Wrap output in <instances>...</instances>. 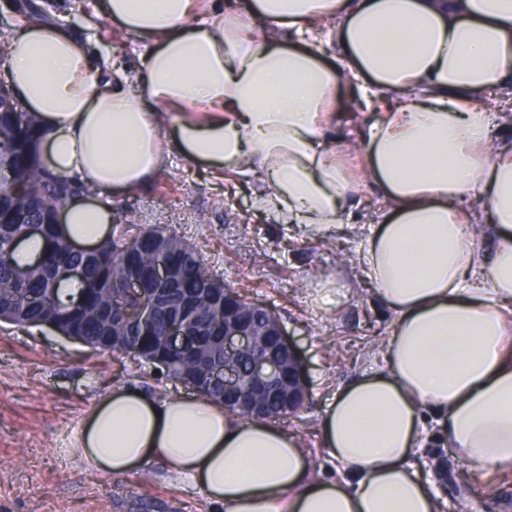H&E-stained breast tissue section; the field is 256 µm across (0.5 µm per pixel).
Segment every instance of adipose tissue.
Returning a JSON list of instances; mask_svg holds the SVG:
<instances>
[{
  "instance_id": "adipose-tissue-1",
  "label": "adipose tissue",
  "mask_w": 512,
  "mask_h": 512,
  "mask_svg": "<svg viewBox=\"0 0 512 512\" xmlns=\"http://www.w3.org/2000/svg\"><path fill=\"white\" fill-rule=\"evenodd\" d=\"M103 16L145 40L135 78L96 74L84 44L47 23L10 37L0 73L43 138L54 173L93 187L68 203L80 246L112 233L103 196L139 189L162 166L164 126L189 161L249 176L261 211L319 235L342 223L354 182L329 135L337 89L357 84V141L383 205L359 264L393 313L385 367L335 393L321 442L345 473L313 477L298 441L268 419L204 396L117 388L80 430L86 466L105 476L159 462L224 512H441L411 461L423 411L458 455L512 467V140L479 95L512 93V0H253L250 19L198 0H101ZM335 22L341 52L310 46ZM487 218L483 255L470 229Z\"/></svg>"
}]
</instances>
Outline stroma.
Segmentation results:
<instances>
[{
  "label": "stroma",
  "mask_w": 512,
  "mask_h": 512,
  "mask_svg": "<svg viewBox=\"0 0 512 512\" xmlns=\"http://www.w3.org/2000/svg\"><path fill=\"white\" fill-rule=\"evenodd\" d=\"M34 20L84 43L97 71L135 73L138 38L103 19L97 0H32ZM235 172L210 177L205 165L170 152L132 193L109 202L123 226L159 227L188 243L206 270L251 302L272 308L298 346L309 382L308 401L276 419L309 453L315 475L340 480L319 437L333 395L354 378L381 370L391 314L370 291L358 263L364 224L380 205L371 181H361L348 227L311 236L256 208L237 188ZM118 387L157 398L186 394L132 355L98 352L48 328L0 323V512H224L201 489L178 482L160 463L120 476L90 469L76 437L91 409ZM412 459L438 494L442 512H512V469L488 473L449 448L435 413H426Z\"/></svg>",
  "instance_id": "1"
}]
</instances>
